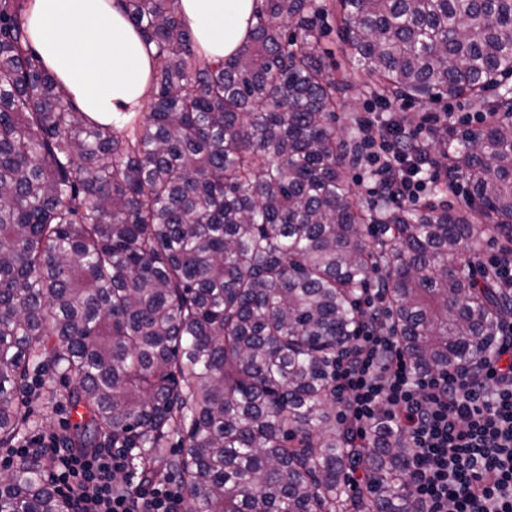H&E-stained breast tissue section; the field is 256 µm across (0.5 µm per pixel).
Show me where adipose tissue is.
I'll return each mask as SVG.
<instances>
[{
  "mask_svg": "<svg viewBox=\"0 0 512 512\" xmlns=\"http://www.w3.org/2000/svg\"><path fill=\"white\" fill-rule=\"evenodd\" d=\"M201 55H233L250 33L255 0H180ZM32 45L67 101L122 126L141 111L153 61L116 0H25Z\"/></svg>",
  "mask_w": 512,
  "mask_h": 512,
  "instance_id": "adipose-tissue-1",
  "label": "adipose tissue"
}]
</instances>
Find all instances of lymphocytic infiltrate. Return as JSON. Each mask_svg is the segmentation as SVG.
<instances>
[{
    "instance_id": "obj_1",
    "label": "lymphocytic infiltrate",
    "mask_w": 512,
    "mask_h": 512,
    "mask_svg": "<svg viewBox=\"0 0 512 512\" xmlns=\"http://www.w3.org/2000/svg\"><path fill=\"white\" fill-rule=\"evenodd\" d=\"M361 133L376 186L398 202L418 203L427 183L408 174L404 144H423L421 129L399 140L371 117ZM362 309L353 352L336 358V404L347 433L365 442L383 421L402 430L419 512H512V314L500 320L477 368L421 373L391 334L382 289L367 295ZM10 454L47 460L70 512H186L180 486L135 480L131 449L108 441L77 453L62 436H35L19 440Z\"/></svg>"
}]
</instances>
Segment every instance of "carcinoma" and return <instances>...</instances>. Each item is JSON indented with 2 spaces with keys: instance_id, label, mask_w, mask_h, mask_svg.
<instances>
[{
  "instance_id": "1",
  "label": "carcinoma",
  "mask_w": 512,
  "mask_h": 512,
  "mask_svg": "<svg viewBox=\"0 0 512 512\" xmlns=\"http://www.w3.org/2000/svg\"><path fill=\"white\" fill-rule=\"evenodd\" d=\"M120 2L155 58L150 111L121 128L65 100L23 3L0 0V447L65 404L81 410L69 447L141 449L142 479L173 469L187 512H417L404 437L383 423L368 451L337 423L336 356L378 278L425 372L477 364L512 310L454 257L512 227V0H257L247 40L212 62L179 0ZM333 11L351 80L486 115L437 131L448 180L423 169L414 208L354 199L359 145L318 53ZM457 174L463 210L441 202ZM4 494L9 512L63 510L37 456Z\"/></svg>"
}]
</instances>
